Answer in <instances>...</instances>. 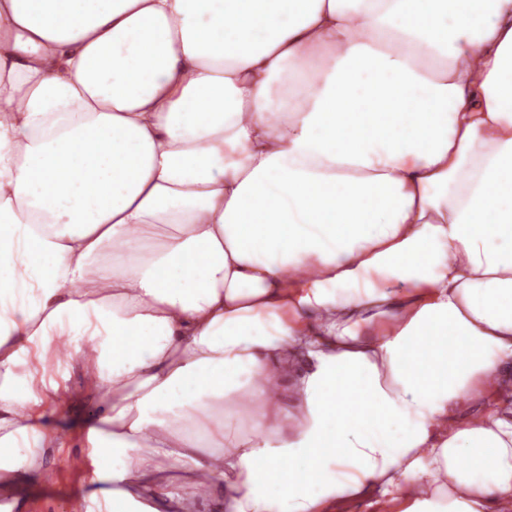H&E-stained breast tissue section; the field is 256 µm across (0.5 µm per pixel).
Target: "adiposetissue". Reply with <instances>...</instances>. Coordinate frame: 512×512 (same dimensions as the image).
Wrapping results in <instances>:
<instances>
[{"label":"adipose tissue","instance_id":"ef3b65f1","mask_svg":"<svg viewBox=\"0 0 512 512\" xmlns=\"http://www.w3.org/2000/svg\"><path fill=\"white\" fill-rule=\"evenodd\" d=\"M50 354L80 512H512V0H0V512Z\"/></svg>","mask_w":512,"mask_h":512}]
</instances>
